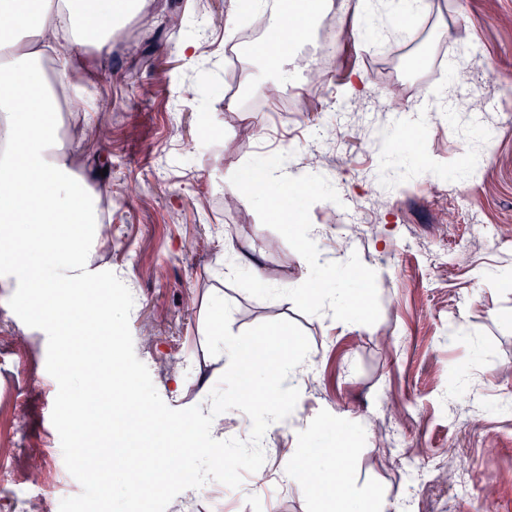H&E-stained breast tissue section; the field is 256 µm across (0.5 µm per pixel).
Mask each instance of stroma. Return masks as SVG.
Segmentation results:
<instances>
[{"instance_id":"obj_1","label":"stroma","mask_w":512,"mask_h":512,"mask_svg":"<svg viewBox=\"0 0 512 512\" xmlns=\"http://www.w3.org/2000/svg\"><path fill=\"white\" fill-rule=\"evenodd\" d=\"M201 16L209 36L197 55L182 54ZM233 23L229 0H151L96 69L92 140L79 149L90 172H106L112 243L95 247L91 262L135 298L136 356L168 406L204 407L228 367L211 351L214 333L234 343L286 331L298 340L297 357L314 363L297 405L302 419L323 424L310 446L336 447L345 432L350 491L408 497L415 512H512V412L498 407L512 398V286L476 277L486 266H512V0H435L415 41L388 27L335 49L300 116L228 112L223 93L192 97L200 71L224 85ZM441 23L450 30L444 39L434 34ZM354 69L368 82L357 97L345 91ZM460 98L493 138L475 135L464 117L452 128L441 121L435 106ZM396 100L430 108L404 164L384 162L379 139L400 126ZM327 127L338 129L336 144L313 150L312 131ZM291 141L305 144L296 167L321 158L320 190L292 202L302 225L259 203H229L228 185L245 187L254 165ZM306 223L318 229L327 267L339 258L340 236L358 260L350 286L366 297L354 327L334 323L299 291ZM238 249L260 259L268 284L236 265ZM12 294L0 288V391L19 392L21 407L0 417L15 434L4 463L57 503L81 486L42 419L58 391L45 367L47 336L14 314ZM294 439L270 432L264 492L253 473L236 489L211 480L166 512H312L280 480ZM451 447L468 487L495 480L492 498L416 481Z\"/></svg>"}]
</instances>
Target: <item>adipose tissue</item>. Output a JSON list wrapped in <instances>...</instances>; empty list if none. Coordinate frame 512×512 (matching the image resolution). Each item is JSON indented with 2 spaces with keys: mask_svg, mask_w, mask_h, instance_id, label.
<instances>
[{
  "mask_svg": "<svg viewBox=\"0 0 512 512\" xmlns=\"http://www.w3.org/2000/svg\"><path fill=\"white\" fill-rule=\"evenodd\" d=\"M145 6V0H0V17L12 20L17 30L11 38L0 35V283L22 289L23 302L39 307L43 320L54 326L64 359L94 374L100 367L91 351L115 343L123 308L113 302L89 258L95 246L107 241L98 207L102 191L89 185L85 164L71 149L58 97L69 90L73 73L93 79L117 31ZM232 6L245 5L233 0ZM245 7L255 19L266 20L273 34L258 51L263 69L253 89L264 91L270 82L294 84L290 51L332 11L333 0H279L275 5L250 0ZM254 184L251 198L298 219L287 200L306 191V175L292 172L282 159ZM301 263L302 285L311 291L314 305L335 311L341 324H355L357 296L347 283L356 261L349 249H341L330 269H321L311 247L303 249ZM85 318L94 327L92 342L77 348L73 340ZM212 349L238 364L242 395L258 388L264 400L272 401L258 432L292 422L293 407L268 382L270 373L278 372L290 382L289 398H299L308 371L290 345L280 338L265 344V357L276 364L272 370L256 363L253 345H228L217 335ZM222 421L219 413L200 410L193 454L235 461L233 450L221 445ZM287 458L289 486L313 503L328 504L329 512H389V502L376 494L348 493L346 449L324 450L312 459L297 445L288 449Z\"/></svg>",
  "mask_w": 512,
  "mask_h": 512,
  "instance_id": "obj_1",
  "label": "adipose tissue"
}]
</instances>
